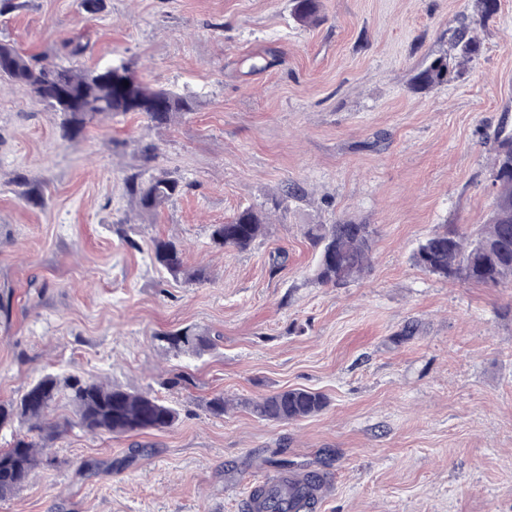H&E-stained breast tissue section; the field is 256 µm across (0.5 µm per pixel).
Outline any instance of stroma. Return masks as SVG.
<instances>
[{"mask_svg":"<svg viewBox=\"0 0 512 512\" xmlns=\"http://www.w3.org/2000/svg\"><path fill=\"white\" fill-rule=\"evenodd\" d=\"M18 3L0 41L56 62L81 38L80 67L127 63L191 109L162 127L105 117L67 141L59 113L0 79V401L51 372L180 411L164 431L70 430L0 512H248L276 451L324 475L316 512H512V283L412 260L433 231L489 219L484 134L512 117V0L484 20L474 0H321L323 22L305 28L288 0H103L93 15L79 0ZM464 22L478 41L464 78L416 83ZM148 144L153 171L184 184L152 220L124 186ZM21 176L42 205L19 197ZM294 185L304 196L251 250L213 248V225ZM341 218L378 234L370 270L333 288L314 278L305 230ZM157 237L206 280L163 281ZM186 325L215 350L164 351L160 335ZM285 388L330 404L288 423L244 406ZM217 391L234 402L221 417L203 408Z\"/></svg>","mask_w":512,"mask_h":512,"instance_id":"stroma-1","label":"stroma"}]
</instances>
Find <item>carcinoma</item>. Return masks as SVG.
I'll use <instances>...</instances> for the list:
<instances>
[{"mask_svg": "<svg viewBox=\"0 0 512 512\" xmlns=\"http://www.w3.org/2000/svg\"><path fill=\"white\" fill-rule=\"evenodd\" d=\"M290 2L291 16L297 25L312 27L321 22L320 0ZM451 42L456 51L453 60L445 55L432 59L417 74V82L431 86L463 77L465 65L477 50L476 41L470 32L456 30L451 34ZM63 50L70 60L68 65L26 57L10 43L0 41V78L25 87L60 113V132L65 140L79 138L101 115L140 112L153 125L166 126L177 113L189 111L185 97L130 79L123 63L94 71L78 69L74 62L85 53V46L78 39L65 42ZM492 138L490 175L495 196L488 224L475 235L443 230L422 240L412 258L417 266L433 275L493 286L512 282V124L508 118L496 126ZM17 184L23 200L43 204L41 186L23 177ZM126 189L140 212L153 216L179 195L184 185L168 173L147 180L134 173L126 178ZM264 224V213L245 207L231 221L212 225V244L219 249L247 251L263 234ZM306 235L319 252L314 270L319 283L345 286L369 270L375 235L372 225L342 219L334 224H310ZM150 254L153 263L176 281L206 278L204 270L188 269L183 249L173 241L153 240ZM161 341L167 349L195 358L210 353L215 346L209 331L193 325L167 332ZM61 397L72 406L75 419L60 422L50 417L52 407ZM328 404L324 393L305 388H286L247 402L254 416L271 422L309 418ZM228 408L222 391L205 401V410L214 417L224 416ZM178 418L179 412L173 405L149 391H127L79 375L62 378L45 374L20 398L0 402V432L8 431L11 436L9 446L0 449V500L23 488L43 451L76 426L92 434L123 435L162 431L172 427ZM291 476L288 465L282 463L275 483L256 486L252 512H314L323 476L317 472H308L301 480Z\"/></svg>", "mask_w": 512, "mask_h": 512, "instance_id": "obj_1", "label": "carcinoma"}]
</instances>
